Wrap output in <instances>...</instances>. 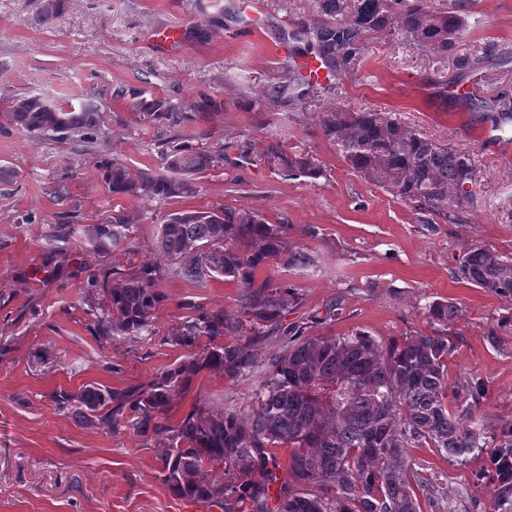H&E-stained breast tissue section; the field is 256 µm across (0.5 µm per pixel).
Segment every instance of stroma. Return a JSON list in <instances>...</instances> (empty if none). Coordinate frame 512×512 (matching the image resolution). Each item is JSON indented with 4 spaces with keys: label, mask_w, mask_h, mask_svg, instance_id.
I'll use <instances>...</instances> for the list:
<instances>
[{
    "label": "stroma",
    "mask_w": 512,
    "mask_h": 512,
    "mask_svg": "<svg viewBox=\"0 0 512 512\" xmlns=\"http://www.w3.org/2000/svg\"><path fill=\"white\" fill-rule=\"evenodd\" d=\"M40 0H0V512H220L176 497L162 480L164 448L123 425L84 427L58 409L56 392L105 386L121 415L127 397L183 361L171 336L195 309L239 313L240 288L224 279L205 287L172 278L156 287L149 339L94 332L85 284L107 290L153 259L169 215L224 206L253 208L288 226V240L318 260L316 271L262 269L259 279L296 288L286 323L313 336L363 330L383 340L430 333L422 308L436 298L461 310L448 326L455 343L449 376L484 384L492 423H512V297L459 282L457 260L478 245L512 253V138L491 106L512 97V0H470L468 27L444 64L392 42L370 51L354 75L321 85L301 102L262 108L285 80L292 58L280 46L312 14L311 0H256L263 22L250 26L242 0H68L47 29L33 16ZM181 34L177 48L161 31ZM494 45L491 55L483 45ZM120 88L160 97L189 115L181 127L140 120ZM16 95L81 108L93 104L91 140L33 136L4 113ZM223 109H206V99ZM396 113L402 122L469 152L477 169L472 203L454 219H432L353 172L328 141L318 114L336 103ZM224 147L218 169L197 178L192 196L141 200L112 194L102 161L131 178L163 167L178 143ZM307 151L315 180L271 172L263 154ZM124 215L130 235L111 254L78 239L57 250L53 238L75 225ZM49 351L47 363L33 352ZM257 379L204 370L172 401L171 422L192 409L220 413L250 407ZM425 477L423 512H512L504 496L474 487L483 464L442 463L415 451Z\"/></svg>",
    "instance_id": "obj_1"
}]
</instances>
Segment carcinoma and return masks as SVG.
Instances as JSON below:
<instances>
[{
	"mask_svg": "<svg viewBox=\"0 0 512 512\" xmlns=\"http://www.w3.org/2000/svg\"><path fill=\"white\" fill-rule=\"evenodd\" d=\"M466 0H313V16L301 23L297 39L321 56L332 76L355 73L375 43L395 39L448 60L467 27ZM65 0H40L37 24L48 27ZM316 89L300 72L272 87L265 103L305 99ZM140 116L170 126L184 113L162 98H141ZM324 136L346 164L367 181L417 211L448 220L469 203L467 185L477 171L470 155L405 125L390 112L341 105L319 113ZM7 119L42 136L92 138L98 112L91 104L79 111L31 95L11 100ZM164 172L129 178L124 165L105 167L114 194L134 198H180L195 192L196 176L219 167L224 147L175 145L163 153ZM269 170L288 177L316 179L322 174L309 152L264 153ZM94 251L109 254L129 236L122 218L69 228ZM316 267L315 257L288 242V226L271 224L257 210L224 207L171 215L157 236V254L118 286L107 291L96 316L98 336L152 335L151 311L161 301L155 288L162 276L200 286L216 278L239 284L240 315L198 309L172 336L186 359L161 371L129 405L126 425L153 433L167 451L162 480L177 496L224 512H423V482L412 452L429 450L438 460L467 461L490 448L512 449V424L495 432L480 408L482 388L469 381L450 382L448 358L455 344L448 323L460 309L446 298L434 299L422 314L430 334L404 336L386 343L364 331L343 336H310L295 324L283 328L298 296L293 285L257 280L263 267ZM457 279L500 296H512V256L483 246L459 259ZM282 333L278 352L256 360L242 334ZM229 337L227 343L220 339ZM208 342L200 344L202 338ZM231 379L260 378L256 405L222 414L193 410L175 424L157 421L173 396L186 390L202 370ZM58 408L81 426L115 423L105 407L114 394L89 386L77 394L59 391ZM286 448L278 458L265 449ZM262 477L254 476L256 468ZM279 484L276 494L271 486Z\"/></svg>",
	"mask_w": 512,
	"mask_h": 512,
	"instance_id": "cac0c4a2",
	"label": "carcinoma"
}]
</instances>
